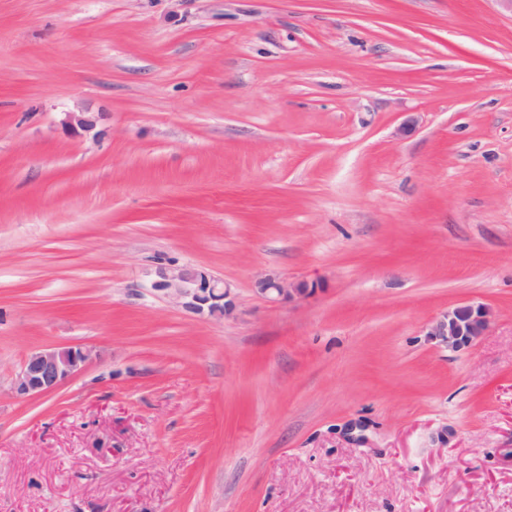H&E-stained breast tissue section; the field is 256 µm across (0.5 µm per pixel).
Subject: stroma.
Returning a JSON list of instances; mask_svg holds the SVG:
<instances>
[{
    "mask_svg": "<svg viewBox=\"0 0 512 512\" xmlns=\"http://www.w3.org/2000/svg\"><path fill=\"white\" fill-rule=\"evenodd\" d=\"M463 303L490 331L437 348ZM0 512H512V14L0 0ZM158 275L154 290L182 300L187 309L214 318L234 316L237 304L232 288L205 271L188 265L170 266L161 267ZM257 291L260 295L272 300H288L303 298L315 291L304 281H284L273 277L261 279L257 282ZM493 320L494 312L489 306L461 304L430 321L426 335L438 346L461 351L486 336ZM94 359L91 348L61 346L31 352L13 379L19 396L41 395L53 391L83 371Z\"/></svg>",
    "mask_w": 512,
    "mask_h": 512,
    "instance_id": "obj_1",
    "label": "stroma"
}]
</instances>
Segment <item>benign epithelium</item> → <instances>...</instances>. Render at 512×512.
I'll use <instances>...</instances> for the list:
<instances>
[{
	"label": "benign epithelium",
	"instance_id": "benign-epithelium-1",
	"mask_svg": "<svg viewBox=\"0 0 512 512\" xmlns=\"http://www.w3.org/2000/svg\"><path fill=\"white\" fill-rule=\"evenodd\" d=\"M67 124L74 130L90 131L96 121L83 112L68 115ZM159 280L153 283L189 310L214 318H230L237 308L229 284L211 277L194 266L162 267ZM260 295L272 300L303 298L314 292L304 281H284L273 277L257 282ZM494 320L493 310L484 304L458 305L429 322L426 336L437 345L452 351L470 348L487 335ZM94 359L93 350L83 346H61L31 352L13 379L19 396L41 395L53 391L69 378L83 371Z\"/></svg>",
	"mask_w": 512,
	"mask_h": 512
}]
</instances>
